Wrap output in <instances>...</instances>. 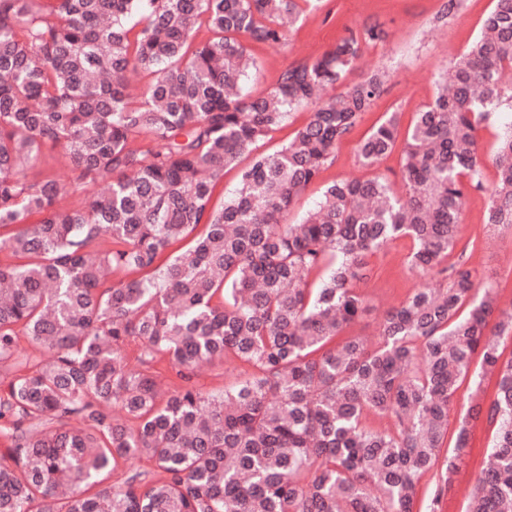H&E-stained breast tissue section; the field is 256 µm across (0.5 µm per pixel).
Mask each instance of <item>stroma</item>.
Segmentation results:
<instances>
[{"mask_svg": "<svg viewBox=\"0 0 512 512\" xmlns=\"http://www.w3.org/2000/svg\"><path fill=\"white\" fill-rule=\"evenodd\" d=\"M447 0H321L314 9H306L291 26L288 40L282 47L252 45L256 67L244 85L246 92L259 95L272 87L280 73L296 62L320 57L346 29L359 30L381 23L388 31L382 43H368L361 48L357 65L344 80L353 85L368 73L380 70L387 79L383 93L365 112L355 130L336 147V156L320 176L310 184L292 205L288 219L296 222L312 209L323 192L333 182L343 179L385 178L395 190H402L401 158L392 152L372 168L363 167L358 157L360 140L387 113L401 115L402 126H409L415 112L431 103L436 93V79L448 63L467 51L480 32L484 17L494 7L495 0H459L458 12L445 16ZM512 121V110L502 109L482 124L478 132L479 153L485 161L484 188L469 192L463 212L462 236L473 241L474 249L467 254L480 282L492 283L502 302L512 301V225L484 224L489 188L495 181V168L490 161L502 122ZM412 243L400 238L368 259L367 276L357 290L369 307L361 320L347 327L346 333L357 336L371 347L380 342L379 322L384 310L398 305L416 288L426 284V277L412 270L407 262ZM480 368L479 359H472L470 373L459 382L448 411V434L439 451L436 468L424 474L418 482L414 512H428L434 495H441L449 512H466L470 480L485 465L492 444L494 428L486 420L472 424L469 449L462 467L468 477L464 484H441L448 459L452 454L458 423L464 415L473 391H481L484 399H492L493 380L475 385L474 374Z\"/></svg>", "mask_w": 512, "mask_h": 512, "instance_id": "35a3bbf8", "label": "stroma"}]
</instances>
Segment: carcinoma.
I'll list each match as a JSON object with an SVG mask.
<instances>
[{"label": "carcinoma", "instance_id": "cac0c4a2", "mask_svg": "<svg viewBox=\"0 0 512 512\" xmlns=\"http://www.w3.org/2000/svg\"><path fill=\"white\" fill-rule=\"evenodd\" d=\"M312 0H0V512H413L448 409L473 354L496 378L469 425L495 426L468 512L512 505V308L476 288L463 260L465 199L484 189L478 130L512 86V0H495L480 37L415 113L402 149L406 200L380 177L337 181L297 223L294 200L383 92L376 71L338 96L361 43L347 30L268 91L242 92L255 59L240 37L285 44L281 21ZM205 28L210 37L195 41ZM153 78L135 92L129 75ZM299 107L279 150L258 143ZM400 113L359 142L377 165ZM59 146L73 174L28 179ZM250 157L240 165L241 157ZM484 223L512 224V123L491 157ZM235 193L216 207L224 171ZM98 183L84 209L59 205ZM38 215L39 221L28 223ZM411 240V269L439 287L383 313L371 349L344 327L365 311L367 257ZM25 336L38 356L19 349ZM252 371L207 395L203 363ZM176 379L161 393L160 367ZM372 412L393 427H367ZM153 464L156 477L130 469Z\"/></svg>", "mask_w": 512, "mask_h": 512}]
</instances>
